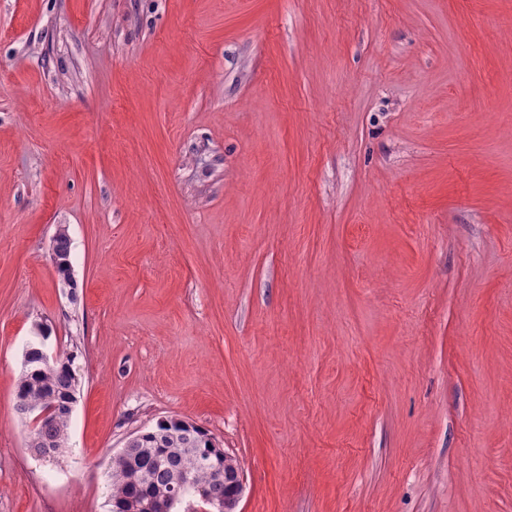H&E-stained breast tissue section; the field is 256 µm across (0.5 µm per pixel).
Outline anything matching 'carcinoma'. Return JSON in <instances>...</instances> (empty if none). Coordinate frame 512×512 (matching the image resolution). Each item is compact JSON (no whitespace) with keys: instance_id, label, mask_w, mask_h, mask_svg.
Listing matches in <instances>:
<instances>
[{"instance_id":"1","label":"carcinoma","mask_w":512,"mask_h":512,"mask_svg":"<svg viewBox=\"0 0 512 512\" xmlns=\"http://www.w3.org/2000/svg\"><path fill=\"white\" fill-rule=\"evenodd\" d=\"M24 357L27 367L17 381L15 410L22 420L29 408L49 411L47 418L30 429L29 447L40 457L51 459L67 447V430L79 392L75 357L66 355L46 364L34 345ZM153 432L152 436H135L107 462L109 512H128L142 500H161L184 479L212 501L232 494V486L215 472L232 471L240 464L225 455L224 449L213 446L202 429L194 425L188 428L179 420L156 426ZM195 459L205 460L206 465L191 468Z\"/></svg>"}]
</instances>
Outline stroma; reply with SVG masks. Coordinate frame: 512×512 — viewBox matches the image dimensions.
Wrapping results in <instances>:
<instances>
[{"instance_id":"obj_1","label":"stroma","mask_w":512,"mask_h":512,"mask_svg":"<svg viewBox=\"0 0 512 512\" xmlns=\"http://www.w3.org/2000/svg\"><path fill=\"white\" fill-rule=\"evenodd\" d=\"M170 418L238 512H512V0H0V512ZM29 349L24 353L27 367L17 381L15 410L21 421L27 419L28 408L42 410L30 418L29 447L42 458H55L67 447V430L77 403L79 373L75 357L66 355L56 363L60 354L50 356L41 336L35 332L28 340ZM35 345H40V352Z\"/></svg>"}]
</instances>
